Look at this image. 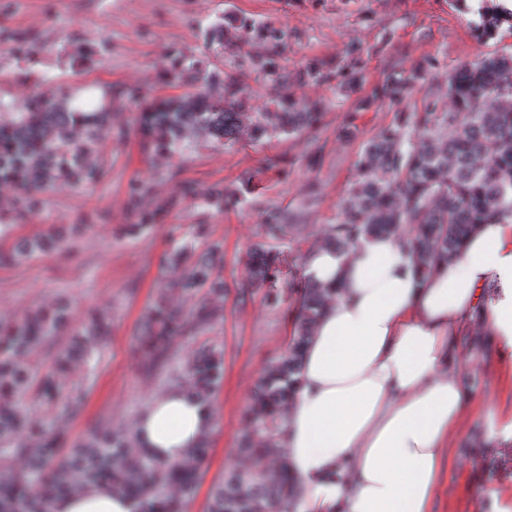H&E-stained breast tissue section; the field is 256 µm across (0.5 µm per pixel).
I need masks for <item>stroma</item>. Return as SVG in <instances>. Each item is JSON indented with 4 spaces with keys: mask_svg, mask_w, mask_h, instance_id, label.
<instances>
[{
    "mask_svg": "<svg viewBox=\"0 0 512 512\" xmlns=\"http://www.w3.org/2000/svg\"><path fill=\"white\" fill-rule=\"evenodd\" d=\"M480 0H0V112L21 108L32 94L104 88L112 130L95 146L104 178L65 182L24 211L18 190L0 188V254L17 240L50 227L85 225L74 252L54 251L0 264V319L66 303L71 327L90 314L104 317L106 338L93 345L70 376L83 396L79 415L63 431L82 441L97 423L133 427L170 374L187 379L197 349L219 345L224 378L210 398L214 427L187 512H208L212 488L236 461L243 413L268 365L288 353L296 271L311 246L335 224L356 173L363 145L396 113L424 111L428 101L448 108V78L460 65L489 55L512 56V26L492 35L479 27ZM283 31L280 41L234 31L223 47L210 45L216 22ZM199 67L218 69L226 83L260 109L273 97L322 107L320 122L298 135L242 139L221 146L196 137L165 162L145 153L136 130L132 90L147 98L193 92L168 76L170 49ZM275 62L287 81L270 80ZM317 78H309V70ZM414 74L399 101L375 90ZM209 189L223 190L215 205ZM152 216L142 226L143 216ZM278 219L287 231L269 237ZM220 243L214 274L224 281L215 300L220 317L207 329L188 327L171 342V360L154 375L133 356L146 313L166 300L192 315L196 300L171 289L179 274L164 263L182 249L188 262ZM265 243L281 256L280 272L263 289L239 298L248 253ZM480 317L462 329L456 368L470 407L435 512H512V338L487 340Z\"/></svg>",
    "mask_w": 512,
    "mask_h": 512,
    "instance_id": "obj_1",
    "label": "stroma"
}]
</instances>
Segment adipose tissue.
Returning <instances> with one entry per match:
<instances>
[{
    "mask_svg": "<svg viewBox=\"0 0 512 512\" xmlns=\"http://www.w3.org/2000/svg\"><path fill=\"white\" fill-rule=\"evenodd\" d=\"M304 272L327 301L284 409L296 512H434L468 412L454 368L459 331L477 311L512 337V218L481 225L425 276L396 237L361 240L343 255L314 246ZM495 288L504 298L482 305ZM212 426L206 403L174 388L150 400L133 446L179 465ZM54 512L138 505L99 485L68 493Z\"/></svg>",
    "mask_w": 512,
    "mask_h": 512,
    "instance_id": "ef3b65f1",
    "label": "adipose tissue"
}]
</instances>
